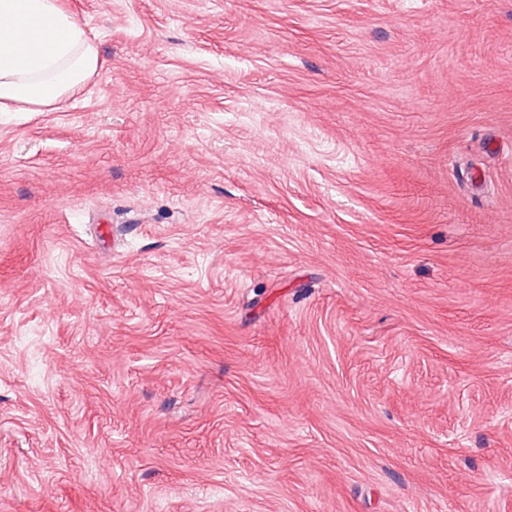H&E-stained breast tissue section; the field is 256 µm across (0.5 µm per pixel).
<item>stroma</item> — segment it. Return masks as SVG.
I'll list each match as a JSON object with an SVG mask.
<instances>
[{
    "mask_svg": "<svg viewBox=\"0 0 512 512\" xmlns=\"http://www.w3.org/2000/svg\"><path fill=\"white\" fill-rule=\"evenodd\" d=\"M0 112V512H512V0H60ZM98 67L97 48L58 0H0V112H44Z\"/></svg>",
    "mask_w": 512,
    "mask_h": 512,
    "instance_id": "35a3bbf8",
    "label": "stroma"
}]
</instances>
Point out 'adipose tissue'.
Listing matches in <instances>:
<instances>
[{
  "label": "adipose tissue",
  "instance_id": "obj_1",
  "mask_svg": "<svg viewBox=\"0 0 512 512\" xmlns=\"http://www.w3.org/2000/svg\"><path fill=\"white\" fill-rule=\"evenodd\" d=\"M99 54L59 0H0V112H41L83 90Z\"/></svg>",
  "mask_w": 512,
  "mask_h": 512
}]
</instances>
